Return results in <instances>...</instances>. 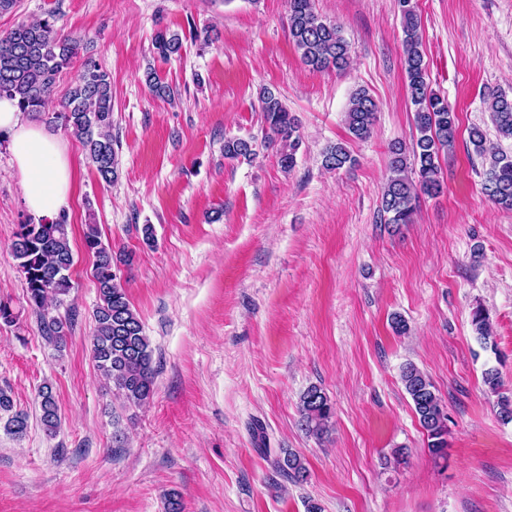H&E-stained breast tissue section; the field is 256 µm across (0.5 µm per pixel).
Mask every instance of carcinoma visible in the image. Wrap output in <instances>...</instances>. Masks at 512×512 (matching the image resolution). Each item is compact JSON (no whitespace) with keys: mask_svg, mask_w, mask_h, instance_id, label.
Returning a JSON list of instances; mask_svg holds the SVG:
<instances>
[{"mask_svg":"<svg viewBox=\"0 0 512 512\" xmlns=\"http://www.w3.org/2000/svg\"><path fill=\"white\" fill-rule=\"evenodd\" d=\"M403 18V67L410 101L415 108L414 121L418 136L412 146L417 179L405 174V148L392 145L390 176L381 193V211L388 224H410L419 194L434 195L441 189L440 154L452 146L457 132V116L448 102L436 94L429 82L419 36L420 20L412 0H398ZM288 32L301 53L303 63L317 71L341 72L350 63V46L334 24L325 22L316 12L315 0H288ZM81 40L60 34L55 15L48 14L32 23H20L0 33V97L17 100L23 113L46 111L57 75L79 55ZM155 53L163 60L181 56L183 38L177 32L158 31L153 39ZM146 82L156 96L169 98L173 88L163 82L152 69ZM485 102L497 134L512 139V97L489 88ZM261 111L267 125L269 144L277 147L281 167L295 165L300 143L298 125L280 97L263 91ZM377 103L364 88L355 90L346 111L348 131L357 139L371 134ZM51 120L81 141L89 162L107 184L119 177V166L112 138V84L109 74L91 60L83 63L82 74L70 92L63 110L53 113ZM474 151L488 158L483 190L489 200L503 210L512 211V156L487 147L485 132L478 126L469 131ZM255 154L252 141L244 138L224 140V157L247 159ZM354 163L341 142L328 146L322 154V165L339 170ZM84 248L94 258L92 276L98 302L94 312L92 354L101 375L132 405L147 403L154 393L156 370L152 349L143 324L132 309L126 289L117 275L118 263L129 266L134 256L123 250L112 251L102 240L98 225L87 224L83 230ZM12 254L24 278L26 302L35 314L42 336L55 347L64 345L74 322V315L64 318L52 314V303L61 304L73 288L71 268L74 262L66 216L54 221L21 224L12 244ZM471 325L476 338L487 344L491 323L486 310L478 306L472 311ZM401 381L409 395L418 421L427 434L428 448L437 458L448 454V413L436 394L428 376L412 363L404 365ZM488 390L497 395L498 414L502 421L512 422V394L503 391V381L496 369L483 376ZM40 421L53 433L60 416L56 395L48 384L37 392ZM8 414L6 430L23 436L29 415L14 409L10 394L0 389V413ZM300 422L303 429L321 439L328 432L333 406L326 393L311 386L300 396ZM274 468L294 483L308 482L310 473L301 456L284 452L273 461Z\"/></svg>","mask_w":512,"mask_h":512,"instance_id":"cac0c4a2","label":"carcinoma"}]
</instances>
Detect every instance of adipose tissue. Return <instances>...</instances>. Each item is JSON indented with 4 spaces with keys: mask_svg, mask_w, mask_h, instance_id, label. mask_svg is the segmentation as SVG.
<instances>
[{
    "mask_svg": "<svg viewBox=\"0 0 512 512\" xmlns=\"http://www.w3.org/2000/svg\"><path fill=\"white\" fill-rule=\"evenodd\" d=\"M0 140L5 141L21 178L27 211L50 220L67 211L73 171L59 135L38 121L24 118L15 100L1 97Z\"/></svg>",
    "mask_w": 512,
    "mask_h": 512,
    "instance_id": "adipose-tissue-1",
    "label": "adipose tissue"
}]
</instances>
